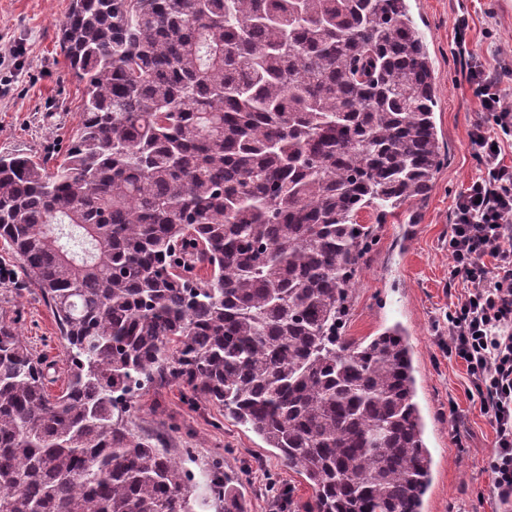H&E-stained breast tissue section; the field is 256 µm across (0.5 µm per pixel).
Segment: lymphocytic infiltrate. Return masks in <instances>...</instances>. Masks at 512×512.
<instances>
[{"label": "lymphocytic infiltrate", "mask_w": 512, "mask_h": 512, "mask_svg": "<svg viewBox=\"0 0 512 512\" xmlns=\"http://www.w3.org/2000/svg\"><path fill=\"white\" fill-rule=\"evenodd\" d=\"M457 53L466 61L461 77L480 101L469 141L484 174L452 207L448 354L465 365L493 428L491 490L512 512V164L505 160L512 107L501 73L472 56L466 41H458Z\"/></svg>", "instance_id": "f902f5d3"}]
</instances>
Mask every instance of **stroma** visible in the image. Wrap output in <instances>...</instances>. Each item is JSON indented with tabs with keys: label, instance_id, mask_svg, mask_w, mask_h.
I'll return each mask as SVG.
<instances>
[{
	"label": "stroma",
	"instance_id": "stroma-1",
	"mask_svg": "<svg viewBox=\"0 0 512 512\" xmlns=\"http://www.w3.org/2000/svg\"><path fill=\"white\" fill-rule=\"evenodd\" d=\"M71 0H0V155L25 152L60 161L80 120L83 86L59 43ZM434 68L435 123L445 159L430 194L377 220L371 252L356 281L345 332L373 336L394 323L409 333L415 352L417 401L434 458L424 512H500L489 494L494 433L467 384L465 367L450 359L441 331L448 311V224L454 198L482 176L468 133L478 99L454 52L459 12L469 19L467 42L488 65L512 63V0H409ZM0 317L47 361L65 358L57 326L37 288L17 290L0 279ZM134 420L162 436L194 475L213 462L242 476L249 512H276V489L292 495L289 512H304L311 494L256 434L204 400L188 403L179 387L155 383L132 398Z\"/></svg>",
	"mask_w": 512,
	"mask_h": 512
}]
</instances>
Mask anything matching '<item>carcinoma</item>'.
Instances as JSON below:
<instances>
[{"label": "carcinoma", "instance_id": "cac0c4a2", "mask_svg": "<svg viewBox=\"0 0 512 512\" xmlns=\"http://www.w3.org/2000/svg\"><path fill=\"white\" fill-rule=\"evenodd\" d=\"M64 158L0 155V240L49 302L68 383L0 320V512H246L130 399L183 387L248 427L309 512H422L434 461L395 324L345 335L383 218L442 164L407 0H72Z\"/></svg>", "mask_w": 512, "mask_h": 512}]
</instances>
